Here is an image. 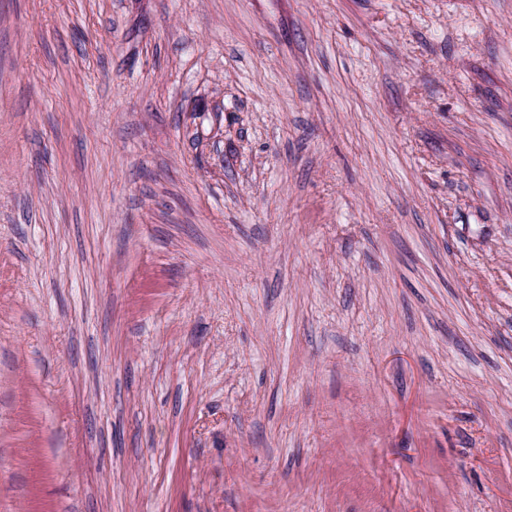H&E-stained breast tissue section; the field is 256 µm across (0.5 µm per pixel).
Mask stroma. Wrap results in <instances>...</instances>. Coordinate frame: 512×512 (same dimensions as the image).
Wrapping results in <instances>:
<instances>
[{"mask_svg": "<svg viewBox=\"0 0 512 512\" xmlns=\"http://www.w3.org/2000/svg\"><path fill=\"white\" fill-rule=\"evenodd\" d=\"M0 512H512V0H0Z\"/></svg>", "mask_w": 512, "mask_h": 512, "instance_id": "1", "label": "stroma"}]
</instances>
